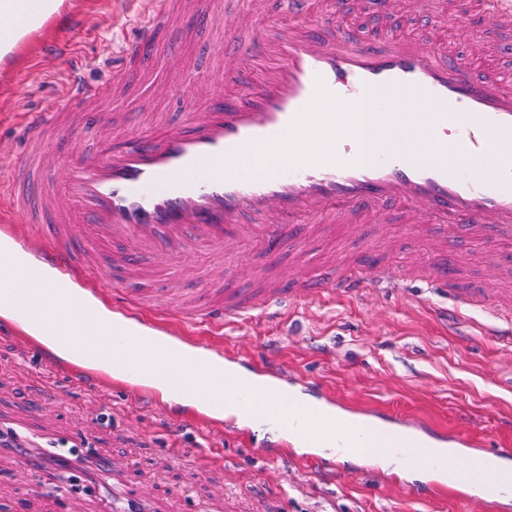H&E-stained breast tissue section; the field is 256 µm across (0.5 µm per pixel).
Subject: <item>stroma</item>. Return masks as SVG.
I'll return each instance as SVG.
<instances>
[{
	"label": "stroma",
	"mask_w": 512,
	"mask_h": 512,
	"mask_svg": "<svg viewBox=\"0 0 512 512\" xmlns=\"http://www.w3.org/2000/svg\"><path fill=\"white\" fill-rule=\"evenodd\" d=\"M413 2L390 35L469 53L458 18L437 13L434 0ZM72 10L82 15L80 25H71ZM59 14L51 32L63 41L60 54L43 56L28 46L0 62V159L19 156L23 112L61 96L73 62H82L89 79H105L136 30V16L115 0H65ZM215 48L212 32L197 33L176 60H150L144 81L123 100H103L101 111H137L160 82L171 94L155 110L168 127L177 126L189 77H216ZM429 244L426 236L404 237L393 223L338 224L306 248L295 275L345 259L370 273L419 268ZM451 283L512 289V264L490 263L479 246ZM448 289L415 279L352 300L328 296L252 312L222 328L224 348L258 364L277 363L355 410L381 407L446 428L467 414L469 429L492 449L502 421L512 418V339L485 335L479 310L448 321ZM32 343L0 317V431L20 442L0 446V512H120L132 502L143 512H485L470 493L418 500L408 474L396 470L386 480L365 462H343L341 474L324 479L269 438L188 425L190 408L180 402L143 406L111 377L99 385L76 381L61 359Z\"/></svg>",
	"instance_id": "35a3bbf8"
}]
</instances>
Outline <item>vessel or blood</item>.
I'll return each instance as SVG.
<instances>
[{"label":"vessel or blood","instance_id":"obj_1","mask_svg":"<svg viewBox=\"0 0 512 512\" xmlns=\"http://www.w3.org/2000/svg\"><path fill=\"white\" fill-rule=\"evenodd\" d=\"M149 2L119 67L99 82L72 76L62 98L27 114L24 153L0 165V223L24 216L37 230L24 247L43 250L27 266L0 251V288L21 284L20 313L72 344L84 366L106 356L128 377L149 366L164 372L172 396L188 394L195 402L190 425L219 427L211 411L231 402L245 414L298 429L318 447L369 457L388 447L387 437L341 420L328 423L285 391L288 374L281 367L265 365L269 385L256 391L207 364H185L160 350L146 359L138 337L92 322L80 303L55 306L50 299L103 269L122 286L119 305L131 316L148 308L147 281L178 274L184 294L196 300L187 320L219 329L253 310L329 293L353 298L381 283L383 273L368 280L346 265L300 282L274 265L252 284L232 288L224 254L245 239L267 252L282 250L297 223L311 239L337 224H382L390 205L400 223L413 227L427 218L439 225L443 242L432 255L430 283L445 281L449 265L459 264L463 238L488 247L491 259L512 258V91L498 68L475 70L469 58L438 54L415 39H359L345 23L355 0H328L322 13L317 0H281L288 23L254 20L243 49V17L223 10L219 0ZM455 7L472 28V47L480 45L476 20L512 29V0H457ZM177 21L189 32L223 33L216 56L223 92L196 82L178 127L139 133L113 147V125L129 127L136 119L99 113V102L137 85L145 57H178L180 45L165 41ZM48 24L35 9L6 22L18 35L36 37L43 54L56 47ZM369 103L387 140L373 152L362 131L361 110ZM425 126L445 134L444 158H431L423 147ZM287 134L295 137L296 162L274 175L243 166L253 148ZM73 136L84 151L61 180L53 146ZM190 248L203 263L183 274L176 261ZM453 295L465 308L495 302V317L512 326V291L458 288ZM398 425L408 433L398 444L406 469L416 463L438 468L424 450L426 437L468 452L484 448L461 424L447 431L405 419Z\"/></svg>","mask_w":512,"mask_h":512}]
</instances>
